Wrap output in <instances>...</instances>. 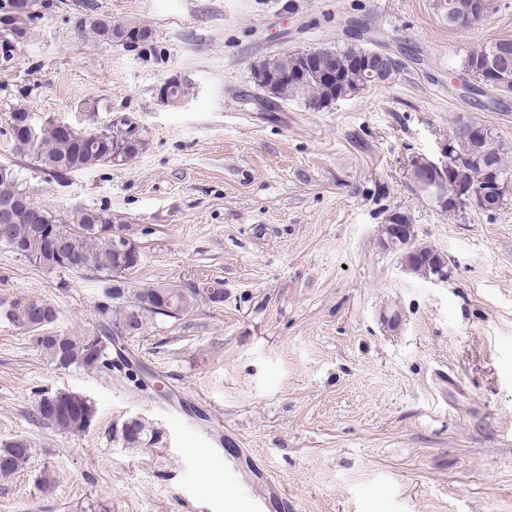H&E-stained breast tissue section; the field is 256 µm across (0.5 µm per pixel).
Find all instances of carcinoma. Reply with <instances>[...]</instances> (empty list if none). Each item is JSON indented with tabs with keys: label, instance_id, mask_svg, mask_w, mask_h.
Returning a JSON list of instances; mask_svg holds the SVG:
<instances>
[{
	"label": "carcinoma",
	"instance_id": "obj_1",
	"mask_svg": "<svg viewBox=\"0 0 512 512\" xmlns=\"http://www.w3.org/2000/svg\"><path fill=\"white\" fill-rule=\"evenodd\" d=\"M35 0H0V62L14 58L17 44L26 36V20L31 18L30 7ZM479 0H431V9L442 23L456 28L470 26L482 19L480 14L469 15L470 9ZM75 26L83 35L96 43L112 44L119 41L120 28L104 16L85 13L76 17ZM331 54L348 61L347 68L336 77V91L329 90L315 80H290L276 89L275 99L280 102L299 101L310 111L329 105L335 94L351 96L372 84L391 81L399 68L395 67L377 78L369 76V70L355 65V60L369 48L355 42L329 47ZM299 64V52L275 54L264 59L260 70L276 73H294ZM458 72L463 78L487 90L498 92V85L506 81L512 84V38H500L461 58ZM61 124L49 122L37 128V137L31 148L24 150L36 168L50 176H62L104 164H124L135 158L144 147V139L135 134L136 126L126 117L96 132L73 129L70 133L60 131ZM448 138L452 140L448 152V183L439 192L432 184L416 187L424 197L433 201L443 212L456 211L455 199L465 195L475 186L488 189L480 211L493 212L512 198V167L504 162L505 147L497 133L487 125L461 120L452 129ZM19 199L25 205L41 213L44 228L61 230L66 236L65 251L58 258L49 252L45 240L34 225L19 218L11 224L12 239H0V246L14 251V241L26 245L24 258L30 263L50 270L60 269L77 273H91L100 277L104 284L103 294L107 302L97 307L102 321L121 322L128 316L135 319L138 333H143L148 323L157 319H176L189 314L195 308L205 289L194 285L148 286L131 288L119 282L120 291L112 294V277L116 273L132 269L129 260L122 257L112 244V214L92 208H83L59 219L50 211L34 204L20 188L19 174L10 165L0 164V199ZM429 255L407 254L413 273L424 279L432 278L438 271L447 268V257L427 248ZM119 300L120 317L112 319V301ZM29 309L24 301H15L4 311L5 317L14 325L35 331L26 325ZM36 343L59 369H82L106 371L114 367L112 354H121L122 337L109 333L92 337L85 333L74 336L56 331L46 337H35ZM39 418L58 430L80 433L91 425L95 409L90 399L74 392H57L41 397L35 404ZM125 444L141 447L149 444L153 431L137 420L127 422L121 429ZM32 454L30 441L13 438L0 443V474L16 471Z\"/></svg>",
	"mask_w": 512,
	"mask_h": 512
}]
</instances>
